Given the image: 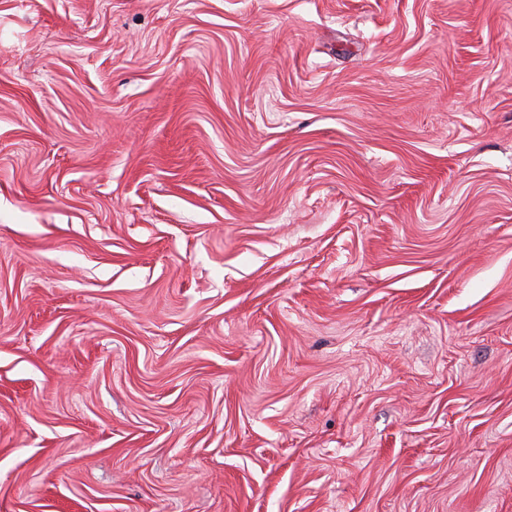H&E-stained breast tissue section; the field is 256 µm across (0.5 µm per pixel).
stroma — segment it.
Here are the masks:
<instances>
[{"mask_svg": "<svg viewBox=\"0 0 512 512\" xmlns=\"http://www.w3.org/2000/svg\"><path fill=\"white\" fill-rule=\"evenodd\" d=\"M0 512H512V0H0Z\"/></svg>", "mask_w": 512, "mask_h": 512, "instance_id": "35a3bbf8", "label": "stroma"}]
</instances>
